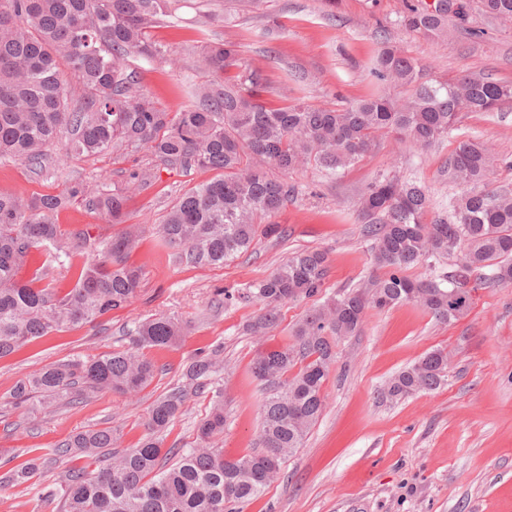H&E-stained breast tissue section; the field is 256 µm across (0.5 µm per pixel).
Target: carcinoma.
Wrapping results in <instances>:
<instances>
[{
	"label": "carcinoma",
	"instance_id": "1",
	"mask_svg": "<svg viewBox=\"0 0 512 512\" xmlns=\"http://www.w3.org/2000/svg\"><path fill=\"white\" fill-rule=\"evenodd\" d=\"M176 2L0 0V157L38 176L49 147L66 130L74 156L145 148L166 166L221 172L180 196L159 228L161 246L193 268L220 267L258 237L281 233L269 219L294 198L296 186L270 170L310 165L334 177L362 160L382 135L417 150L453 137L445 172L458 192L435 212L428 189L415 179L383 172L361 192L360 232L372 241L378 274L311 307L281 348L257 352L252 374L263 385L257 448L224 454L218 394L199 425V444L163 451L164 433L189 393L217 371L216 358L200 356L181 384L153 402L136 447L109 452L118 437L107 427L76 433L55 449L85 460L59 478L57 512H233L262 495L302 447L323 411L338 345L360 333L368 310L415 303L436 321L452 323L468 314L477 290L512 286V191L488 181L494 159L484 142L453 134L464 112L512 108L511 84L474 74L423 82L417 60L386 38L373 68L375 94L336 108L296 99L272 109L263 101L261 69L243 63L238 45L226 41L203 46L211 79L196 92L198 102L167 112L138 86L125 60L171 57L152 31L175 14ZM479 4L484 15L512 21V0ZM465 15L458 0H432L408 4L401 23L441 39L448 23ZM395 88L403 96L392 93ZM144 179L132 171L124 187L92 194L81 183L27 198L0 192V359L132 302L144 276L129 263L140 225L101 240L86 227L63 233L52 216L83 197L109 222L122 224L129 190ZM429 260L448 270L413 273ZM329 270L326 251L299 250L244 291H224V302L259 306L249 331L264 336L279 326L281 304L322 294ZM182 335L181 319L148 318L124 350L48 364L19 379L13 404L38 412L90 392L138 394L157 373L142 350L170 347ZM447 381L448 352L436 348L390 378L380 396L400 400ZM13 461L0 457L3 466ZM39 472L31 458L13 464L0 483L18 487Z\"/></svg>",
	"mask_w": 512,
	"mask_h": 512
}]
</instances>
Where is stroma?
<instances>
[{"label": "stroma", "instance_id": "35a3bbf8", "mask_svg": "<svg viewBox=\"0 0 512 512\" xmlns=\"http://www.w3.org/2000/svg\"><path fill=\"white\" fill-rule=\"evenodd\" d=\"M465 3L466 22L449 29L447 39L432 41L400 26L407 0H226L219 22L208 20L202 0H180L176 17L153 31L172 48L174 62L131 57L127 66L153 101L171 112L189 105L193 87L207 79L199 57L204 40L237 42L245 62L261 69L264 98L273 105L301 98L333 107L371 95L377 88L375 55L386 37L419 61L424 80L481 73L512 82V23L481 15L476 0ZM459 128L492 148L493 184L512 187V110L465 114ZM452 148L448 138L427 152L399 153L384 138L336 178L310 168L287 174L298 193L273 218L283 237L261 239L252 252L221 268L181 265L158 242L167 210L210 179V172L164 169L143 148L87 159L66 155L60 143L38 176L0 158V192L22 197L57 193L78 182L121 187L130 171L146 174L125 216L143 229L131 255L145 271L136 298L95 323L0 359V454L34 448L41 458L40 475L0 490V512H38L70 465L53 453L70 435L110 427L121 436L120 448L134 446L153 401L204 354H215L219 369L208 386L189 395L166 432V446L195 447L197 426L220 393L225 452L242 455L255 448L263 392L251 375L252 359L258 350L284 345L289 327L314 301L282 305L279 327L257 337L247 330L256 306L219 303V290L246 288L300 249L328 252L326 294L355 288L374 271L371 243L361 235L356 213L361 191L393 169L425 182L433 208H440L454 193L442 173ZM53 221L65 231L92 225L93 236L102 239L120 230L82 200ZM155 314L179 317L186 328L177 343L152 351L158 371L137 397L102 392L89 402L36 415L13 405L11 389L20 378L49 363L126 348L128 331ZM437 347L448 353L447 385L396 402L379 398L392 375ZM339 352L318 422L284 464L281 479L243 512H512V287L478 290L468 315L451 324L412 304L369 311L361 333L343 340Z\"/></svg>", "mask_w": 512, "mask_h": 512}]
</instances>
